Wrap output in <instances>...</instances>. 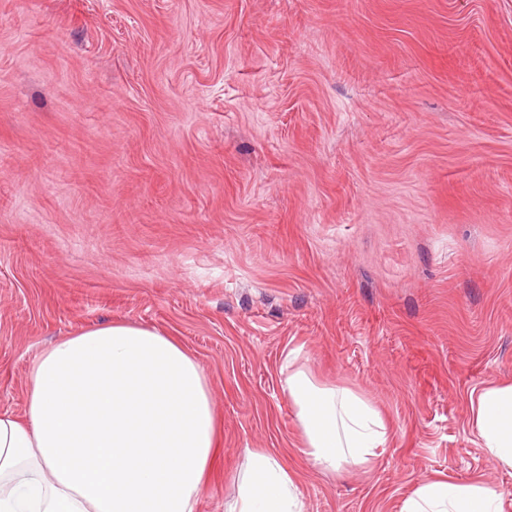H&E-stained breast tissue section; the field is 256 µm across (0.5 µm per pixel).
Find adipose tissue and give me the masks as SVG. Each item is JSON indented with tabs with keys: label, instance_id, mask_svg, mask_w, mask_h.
<instances>
[{
	"label": "adipose tissue",
	"instance_id": "adipose-tissue-1",
	"mask_svg": "<svg viewBox=\"0 0 512 512\" xmlns=\"http://www.w3.org/2000/svg\"><path fill=\"white\" fill-rule=\"evenodd\" d=\"M283 390L303 453L341 474L388 442L379 412L352 389L316 384L287 361ZM480 445L512 469V382L469 393ZM215 448V405L199 362L160 331L127 323L81 330L32 363L26 417L0 413V512H197ZM225 512H305L279 456L246 450ZM481 483L425 480L402 512H503Z\"/></svg>",
	"mask_w": 512,
	"mask_h": 512
}]
</instances>
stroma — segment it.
<instances>
[{"mask_svg":"<svg viewBox=\"0 0 512 512\" xmlns=\"http://www.w3.org/2000/svg\"><path fill=\"white\" fill-rule=\"evenodd\" d=\"M111 322L206 374L198 512L248 448L306 512L512 490L468 401L512 380V0H0V413ZM289 353L379 408L370 468L303 455Z\"/></svg>","mask_w":512,"mask_h":512,"instance_id":"35a3bbf8","label":"stroma"}]
</instances>
